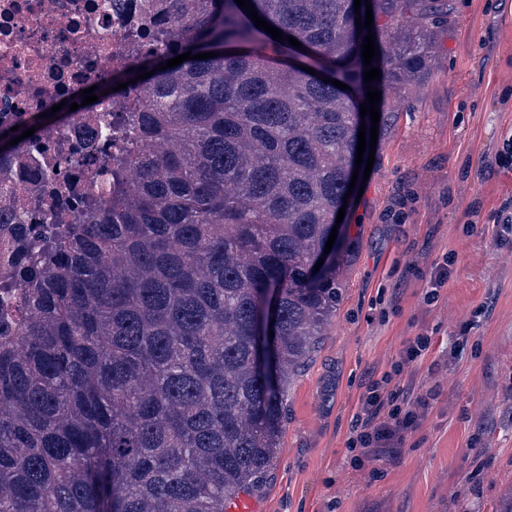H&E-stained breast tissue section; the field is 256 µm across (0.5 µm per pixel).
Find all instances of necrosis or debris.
<instances>
[{"mask_svg":"<svg viewBox=\"0 0 512 512\" xmlns=\"http://www.w3.org/2000/svg\"><path fill=\"white\" fill-rule=\"evenodd\" d=\"M148 0H0V125L8 127L111 76L161 44L151 32ZM130 86L79 107L63 124L27 140L0 163V282L25 290L14 269L38 259L20 241L70 224L85 192L107 196L110 175L95 158L113 150L107 118L116 102L141 100Z\"/></svg>","mask_w":512,"mask_h":512,"instance_id":"obj_1","label":"necrosis or debris"}]
</instances>
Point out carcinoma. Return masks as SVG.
I'll return each instance as SVG.
<instances>
[{"label":"carcinoma","instance_id":"obj_1","mask_svg":"<svg viewBox=\"0 0 512 512\" xmlns=\"http://www.w3.org/2000/svg\"><path fill=\"white\" fill-rule=\"evenodd\" d=\"M369 2L370 31L354 0H251L298 49L235 0H161L171 43L118 77L218 56L137 81L110 195L35 241L43 268L18 335H0V512H227L273 465L286 393L342 296L343 246L313 269L357 156L363 40L399 91L430 63L433 0ZM38 125L0 127V161Z\"/></svg>","mask_w":512,"mask_h":512}]
</instances>
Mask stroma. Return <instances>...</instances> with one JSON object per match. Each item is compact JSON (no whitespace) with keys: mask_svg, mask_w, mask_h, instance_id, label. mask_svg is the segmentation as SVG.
<instances>
[{"mask_svg":"<svg viewBox=\"0 0 512 512\" xmlns=\"http://www.w3.org/2000/svg\"><path fill=\"white\" fill-rule=\"evenodd\" d=\"M437 8L448 20L419 88L381 91L394 105L343 218L342 297L288 392L251 512H498L512 492V0ZM421 334L429 351L403 364ZM385 374L425 405L401 445L353 460L367 383Z\"/></svg>","mask_w":512,"mask_h":512,"instance_id":"obj_1","label":"stroma"}]
</instances>
